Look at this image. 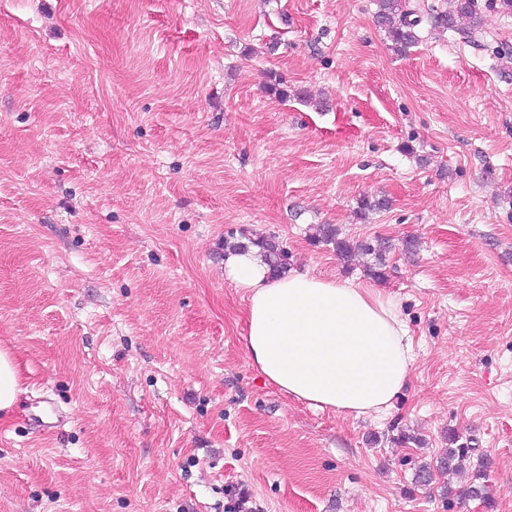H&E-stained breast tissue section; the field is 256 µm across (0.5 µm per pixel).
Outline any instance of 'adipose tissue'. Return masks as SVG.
Instances as JSON below:
<instances>
[{"label":"adipose tissue","instance_id":"adipose-tissue-1","mask_svg":"<svg viewBox=\"0 0 512 512\" xmlns=\"http://www.w3.org/2000/svg\"><path fill=\"white\" fill-rule=\"evenodd\" d=\"M224 280L247 296L252 366L282 392L361 416L388 411L407 386L409 330L369 284L295 269L276 275L253 248L225 253Z\"/></svg>","mask_w":512,"mask_h":512}]
</instances>
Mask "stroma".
<instances>
[{"mask_svg": "<svg viewBox=\"0 0 512 512\" xmlns=\"http://www.w3.org/2000/svg\"><path fill=\"white\" fill-rule=\"evenodd\" d=\"M477 4L401 56L374 0H0V512H512V16ZM316 224L389 245L415 362L387 414L248 359L225 242L366 277ZM452 434L493 509L416 483ZM22 392L17 363L7 348H0V417L11 412Z\"/></svg>", "mask_w": 512, "mask_h": 512, "instance_id": "1", "label": "stroma"}]
</instances>
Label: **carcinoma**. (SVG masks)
Returning a JSON list of instances; mask_svg holds the SVG:
<instances>
[{"label": "carcinoma", "instance_id": "cac0c4a2", "mask_svg": "<svg viewBox=\"0 0 512 512\" xmlns=\"http://www.w3.org/2000/svg\"><path fill=\"white\" fill-rule=\"evenodd\" d=\"M377 10L375 21L377 26L385 32L392 42L393 49L404 54L409 48L420 41L418 26L423 19H428L432 28L442 29L459 35L473 36L482 29L481 17L476 8L475 0H452L450 7L439 9L423 0H375ZM313 238L323 244L331 245L336 255L345 262H350L358 250L372 254L376 259V266L371 268L374 277L384 276V254L388 249L386 243L355 244L341 236L339 229L333 224H317L313 227ZM251 247L259 249L260 255L272 271L280 273L287 269L288 255L274 236L258 241L247 239L237 241L230 245L232 250H247ZM450 447L436 460V465H420L416 470V482L426 485L433 481L436 474H446L462 468L465 461L470 459L471 448L457 444V438L448 436ZM466 498L480 501L485 508L492 507V499L487 491V485L470 483L459 492Z\"/></svg>", "mask_w": 512, "mask_h": 512}]
</instances>
